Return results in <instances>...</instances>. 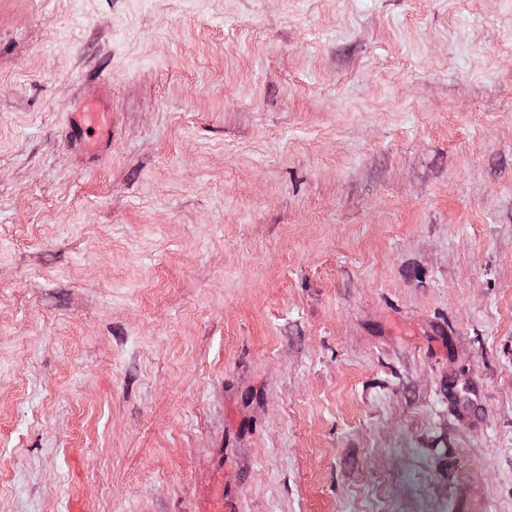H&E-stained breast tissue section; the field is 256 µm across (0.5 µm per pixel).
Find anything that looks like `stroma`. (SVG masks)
<instances>
[{
    "label": "stroma",
    "instance_id": "35a3bbf8",
    "mask_svg": "<svg viewBox=\"0 0 512 512\" xmlns=\"http://www.w3.org/2000/svg\"><path fill=\"white\" fill-rule=\"evenodd\" d=\"M0 512H512V0H0Z\"/></svg>",
    "mask_w": 512,
    "mask_h": 512
}]
</instances>
